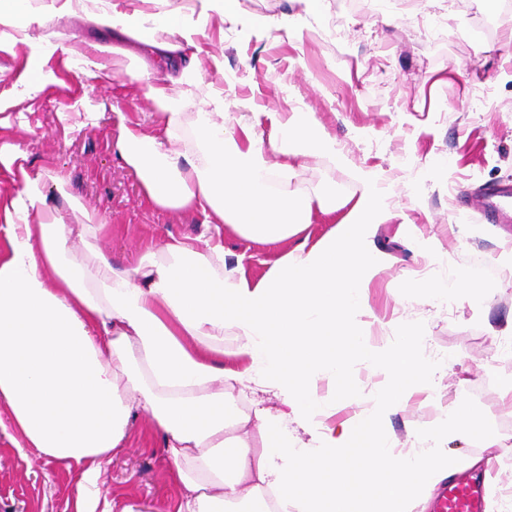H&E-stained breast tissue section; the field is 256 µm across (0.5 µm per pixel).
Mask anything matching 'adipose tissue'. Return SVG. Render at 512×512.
<instances>
[{"instance_id": "ef3b65f1", "label": "adipose tissue", "mask_w": 512, "mask_h": 512, "mask_svg": "<svg viewBox=\"0 0 512 512\" xmlns=\"http://www.w3.org/2000/svg\"><path fill=\"white\" fill-rule=\"evenodd\" d=\"M241 18L239 0H28L0 6V52L25 32L30 74L22 97H38L55 80L46 62L67 49L48 27L72 19L131 37L149 59L136 80L157 110L154 132L119 117L116 148L135 171L146 204L192 211L202 218L197 243L176 237L147 247L131 267L99 254V273L71 256L72 235L97 236L100 225L73 229L49 205L41 173L25 154L0 147V165L16 169L19 188L0 197V404L26 447L46 462L79 467L75 512H97L98 479L122 450L134 411L163 433L168 475L180 489L172 512H415L419 492L448 476L440 449L394 453L375 416L336 425L332 401L313 382L342 379L351 363L385 373L380 396L398 410L434 367L400 360L416 349L408 336L387 351L359 325L365 291L383 269L368 247L373 229L392 213L365 183L346 219L313 246L298 244L260 279L247 276L224 250V229L277 245L302 233L329 201L274 192L269 154L279 169L313 152L335 153L333 137L313 130L309 113H271L270 135L259 115L240 113L227 128L224 89L204 99L176 86L222 62L200 45L213 21ZM166 39H159V32ZM194 110L192 148L176 149L183 111ZM246 364L224 367L225 330ZM251 384L277 405L233 410L225 386ZM292 422L311 423L318 450H297ZM275 507H268V497Z\"/></svg>"}]
</instances>
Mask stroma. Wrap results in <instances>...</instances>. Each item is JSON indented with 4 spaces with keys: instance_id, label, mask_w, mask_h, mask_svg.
Returning <instances> with one entry per match:
<instances>
[{
    "instance_id": "1",
    "label": "stroma",
    "mask_w": 512,
    "mask_h": 512,
    "mask_svg": "<svg viewBox=\"0 0 512 512\" xmlns=\"http://www.w3.org/2000/svg\"><path fill=\"white\" fill-rule=\"evenodd\" d=\"M325 0L305 13L297 0H241L242 22L211 26L202 46L224 63L190 90L205 98L210 82H223L238 98L262 107L261 131L273 112L312 115L315 127L334 137L342 158L323 152L303 158L283 188L293 195L336 198V212L315 213L309 241L328 233L347 214L343 203L361 194L371 173L393 217L378 225L371 247L385 261L369 285V339L389 337L400 322L407 333L433 342L446 356L433 387H416L405 408L389 414L383 429L407 448L420 441L450 406L469 425L449 421L439 446L454 462L453 475L484 471L493 458L492 492L486 512L512 508V360L495 355L501 337L512 336V272L498 258L512 248V226L496 223L468 202L485 188L512 185V58L498 48L512 34V8L501 0ZM289 16L291 33L255 31L247 17ZM74 54L89 42L103 45L107 76L86 84L64 58L50 63L58 81L31 101L19 98L29 72L24 44L0 53V146L27 156L43 173L48 202L68 209L70 198L101 221L93 248L72 238V256L94 266V250L113 265L135 262L143 247L168 235L194 239L200 216L144 203L140 181L114 150L117 116L125 114L152 130L157 113L133 81L136 62L127 56L132 39L115 41L73 19L55 26ZM84 113L76 125L75 113ZM66 181L58 192L56 178ZM287 244L262 245L224 230L226 251L243 256L248 276L261 277ZM431 267L451 283L432 297L408 287ZM463 287H456V280ZM382 374L354 364L344 380L318 378L319 395L336 403V423L379 407ZM496 446L484 448L482 436ZM10 411L0 404V512H74L79 473L46 463L36 450L18 448ZM105 512H168L177 489L169 480L161 437L150 417L133 416L127 445L99 480Z\"/></svg>"
}]
</instances>
